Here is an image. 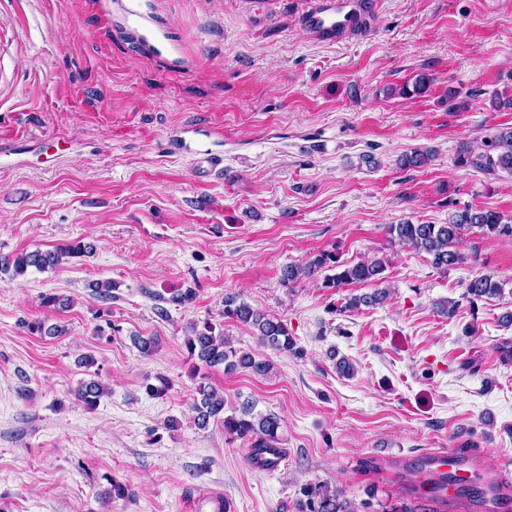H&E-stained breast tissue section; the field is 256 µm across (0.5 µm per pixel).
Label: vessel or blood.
Listing matches in <instances>:
<instances>
[{"instance_id":"1","label":"vessel or blood","mask_w":512,"mask_h":512,"mask_svg":"<svg viewBox=\"0 0 512 512\" xmlns=\"http://www.w3.org/2000/svg\"><path fill=\"white\" fill-rule=\"evenodd\" d=\"M375 8L373 0H310L301 24L322 40L336 42L349 36L353 29H366ZM426 467L440 482L441 500H454L455 482L481 481L492 512H503L512 500V460L503 459L493 473H483L478 465L455 453L435 448L423 456Z\"/></svg>"}]
</instances>
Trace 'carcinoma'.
I'll use <instances>...</instances> for the list:
<instances>
[{
    "label": "carcinoma",
    "instance_id": "obj_1",
    "mask_svg": "<svg viewBox=\"0 0 512 512\" xmlns=\"http://www.w3.org/2000/svg\"><path fill=\"white\" fill-rule=\"evenodd\" d=\"M432 78L426 73L416 75L412 83H404L398 93L405 97L424 93ZM483 151L476 153L469 146L460 147L455 163L460 167H471L487 174L499 171L512 174V127L504 128L482 143ZM391 239L410 246L416 252L428 256L437 269L457 267L471 260L477 261V253L467 254L461 250L465 236L479 234L486 236L512 237V218H505L497 211L486 208L465 207L448 214L446 224L413 223L406 220L386 227ZM93 245L80 241L52 250L21 252L14 256H0V272L12 273L18 277L34 268L45 271L55 268L65 260L91 253ZM331 267L335 273L324 277L323 287L339 289L354 283H384V264L379 259L347 265L339 263L335 255L322 252L302 265H289L283 269L282 281L290 283L300 277H313L320 270ZM501 284L493 276L476 275L466 284V293L474 301L483 297L500 294ZM390 289L379 287L369 294L346 298L344 309L354 310L362 306L384 303ZM224 317L248 325L256 331L263 345L279 352L295 350V341L288 332L287 324L277 318L253 309L235 295L224 296ZM190 359H196L208 367H224L231 373L238 369L248 370L256 375H265L270 364L254 354L236 349L224 338V332L212 324H193L184 340ZM199 399L194 403L196 425L204 429L210 421L219 420L224 433L235 439L249 442L251 457L255 464L266 465L265 455L276 451L280 418L272 413L254 412V406L246 403L240 414L224 415V396L209 385H199ZM105 394L101 383L95 379L80 382L76 397L88 407H94ZM296 500L297 512H354L351 504L343 498L341 491L326 484H306L299 490Z\"/></svg>",
    "mask_w": 512,
    "mask_h": 512
}]
</instances>
